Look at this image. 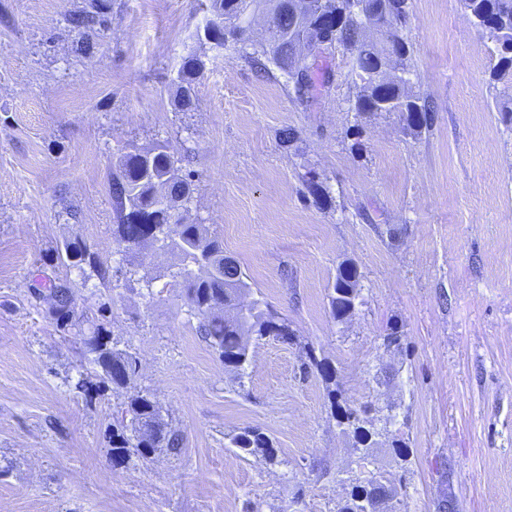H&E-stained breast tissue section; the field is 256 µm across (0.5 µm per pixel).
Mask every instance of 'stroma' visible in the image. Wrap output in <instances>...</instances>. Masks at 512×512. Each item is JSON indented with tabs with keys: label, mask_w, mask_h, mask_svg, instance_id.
Returning a JSON list of instances; mask_svg holds the SVG:
<instances>
[{
	"label": "stroma",
	"mask_w": 512,
	"mask_h": 512,
	"mask_svg": "<svg viewBox=\"0 0 512 512\" xmlns=\"http://www.w3.org/2000/svg\"><path fill=\"white\" fill-rule=\"evenodd\" d=\"M89 3L0 0V512H336L372 473L397 488L391 512H437L445 496L456 512H512V125L459 0H412L414 89L434 107L418 136L398 114L352 111L342 53L305 106L279 71L212 50L199 38L209 0H107L111 26L82 54L66 17ZM190 56L206 70L181 112L172 80ZM286 127L299 133L288 148ZM159 142L186 158L191 221L296 334L253 342L244 374L198 335L172 257L133 260L112 237L108 174ZM309 170L328 204L305 199ZM68 243L106 277L61 265ZM346 265L360 297L339 322L330 294ZM65 278L89 317L109 304L112 340L137 353L136 386L182 434L179 453L113 459L126 393L77 389L94 366L32 296ZM310 347L331 380L303 372ZM331 389L378 429L369 451L338 427ZM247 427L274 440L278 464L230 447Z\"/></svg>",
	"instance_id": "stroma-1"
}]
</instances>
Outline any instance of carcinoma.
<instances>
[{"label": "carcinoma", "instance_id": "obj_1", "mask_svg": "<svg viewBox=\"0 0 512 512\" xmlns=\"http://www.w3.org/2000/svg\"><path fill=\"white\" fill-rule=\"evenodd\" d=\"M254 0H211L212 11L221 19L243 17L251 10ZM327 10L336 12V18L325 22L324 27L313 28V35L323 38L325 53L336 51L354 57L352 73L362 81L360 91L352 103L357 115L376 112H397L406 122L407 129L418 134L431 127L432 108L428 97L412 90L413 43L408 37L411 19V0H393L394 8L385 20V29L377 42L367 43L361 25V13L377 11L384 0H358L359 8L353 10L350 0H321ZM470 21L491 42L489 55L495 60L490 77L500 82L512 76V0H468ZM296 0H277L272 12V31L257 42L242 29H229L214 24L210 39L220 46L231 43L252 63L267 68L271 63L287 77L294 98L301 104L310 102L312 96L293 74V67L306 34L295 20ZM68 24L82 32L100 33L108 29L109 11L104 0H91L89 8L69 15ZM401 52L403 76L398 82L373 85L368 77L391 49ZM206 69L205 62L196 56L186 59L173 79L176 86V107L186 112L195 106L196 85ZM163 144L126 153L117 168L110 174L109 190L115 202L117 224L113 225L115 241L132 253L141 250L171 252L176 256L171 277L181 285L186 304L197 319V332L212 349L224 367L242 376L250 362V341L273 336L289 342L295 333L288 319L280 316L260 299H254L248 314L235 313L239 299L251 294L250 285L238 261L224 254V241L210 232L205 224L188 219L193 203L191 173L184 170L183 159L160 152ZM57 259L64 266L81 267L85 264L99 271L97 258L73 243ZM197 264L193 275L183 274L184 269ZM358 275L356 269L345 266L339 270L332 286L331 313L341 321L347 310L355 307ZM34 295L50 300L48 314L61 331L74 330L82 341L91 363L96 366V385L103 390L131 389L121 418L112 425V456L123 459L130 454L144 456L143 449L152 452L174 451L181 444L180 433L172 429L152 395L133 389L139 373L136 353L117 347L112 342L110 330L102 321L88 320L86 311L78 306L73 286L67 279L50 282L48 288H37ZM332 398L337 422L347 420L356 445L371 447L374 432L364 426L359 411L341 404L336 393ZM230 445L267 464L277 463L278 454L273 440L265 433L246 428L230 439ZM393 490L376 475L358 479L347 499L337 512H363L361 500L385 498Z\"/></svg>", "mask_w": 512, "mask_h": 512}]
</instances>
